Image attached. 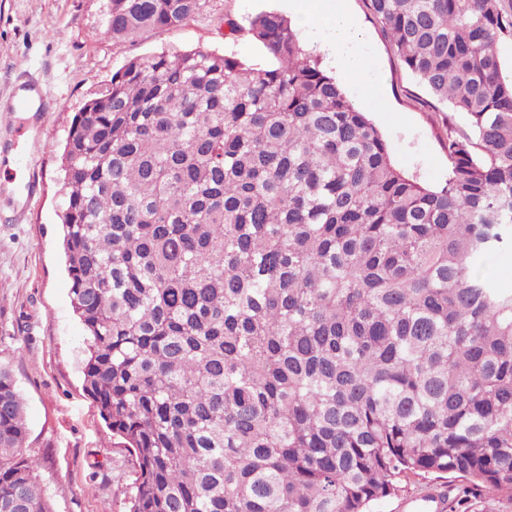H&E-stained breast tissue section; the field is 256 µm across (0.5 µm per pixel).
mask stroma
<instances>
[{
	"instance_id": "35a3bbf8",
	"label": "stroma",
	"mask_w": 512,
	"mask_h": 512,
	"mask_svg": "<svg viewBox=\"0 0 512 512\" xmlns=\"http://www.w3.org/2000/svg\"><path fill=\"white\" fill-rule=\"evenodd\" d=\"M364 32L358 60H335L291 16L306 49L382 132L393 164L436 186L448 174L449 125L463 126L394 53L368 0H335ZM109 0H0V99L14 82L38 78L56 101L40 128L27 131L37 185L25 212L0 185V363L25 403L27 454L38 458L54 512H127L136 459L113 445L97 406L82 388L85 331L70 304L61 248L58 180L63 144L76 112L130 59L161 51L233 52L245 65H268L247 31L255 14L284 13L282 0H206L194 17L113 45L104 35ZM240 34L227 38V21Z\"/></svg>"
}]
</instances>
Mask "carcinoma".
Segmentation results:
<instances>
[{
	"instance_id": "cac0c4a2",
	"label": "carcinoma",
	"mask_w": 512,
	"mask_h": 512,
	"mask_svg": "<svg viewBox=\"0 0 512 512\" xmlns=\"http://www.w3.org/2000/svg\"><path fill=\"white\" fill-rule=\"evenodd\" d=\"M205 0H110L116 45ZM407 70L463 114L448 176L399 171L287 18L271 60L130 59L63 151L83 388L138 465L129 512H371L409 476L512 496V82L500 0H369ZM0 364V512H53ZM495 258L482 265V270L504 284H512V251L504 248Z\"/></svg>"
}]
</instances>
